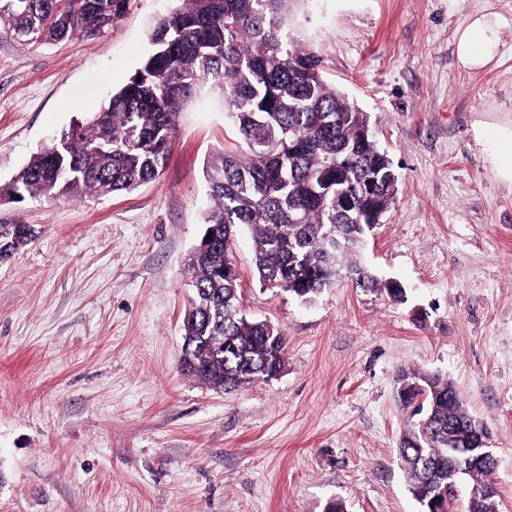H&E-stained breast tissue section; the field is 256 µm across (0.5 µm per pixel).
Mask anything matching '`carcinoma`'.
I'll list each match as a JSON object with an SVG mask.
<instances>
[{
	"label": "carcinoma",
	"mask_w": 512,
	"mask_h": 512,
	"mask_svg": "<svg viewBox=\"0 0 512 512\" xmlns=\"http://www.w3.org/2000/svg\"><path fill=\"white\" fill-rule=\"evenodd\" d=\"M149 35L140 68L88 121L63 131L57 149L33 155L14 180L18 195L69 199L130 192L162 171L184 104L207 83L218 90L244 148L206 167L210 206L204 248L189 259L191 298L181 366L212 389L237 390L280 375L282 331L242 313L237 272L227 273L236 228H249L259 283L310 301L335 281L402 301L363 264L367 232L388 211L397 177L367 116L329 84L318 52L288 35L295 0H179ZM128 0H0V26L35 42L100 32ZM33 236L0 223V249ZM397 399L408 413L398 454L420 512H448L457 486L472 484L469 512H497L484 495L495 467L465 446L475 419L448 380L407 369Z\"/></svg>",
	"instance_id": "obj_1"
}]
</instances>
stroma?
Wrapping results in <instances>:
<instances>
[{
    "label": "stroma",
    "instance_id": "obj_1",
    "mask_svg": "<svg viewBox=\"0 0 512 512\" xmlns=\"http://www.w3.org/2000/svg\"><path fill=\"white\" fill-rule=\"evenodd\" d=\"M177 0H129L111 29L30 45L0 28V187L139 68ZM497 25L484 68L458 58ZM289 30L366 113L397 192L364 240L403 303L341 281L310 303L258 283L252 235L230 258L247 317L278 326L287 367L223 393L182 371L204 167L238 147L208 89L167 164L133 192L0 201L30 243L0 261V512H420L397 456V375L452 382L487 425L512 512V0H299ZM495 32L485 16L476 18L459 38V58L469 69H481L495 57Z\"/></svg>",
    "mask_w": 512,
    "mask_h": 512
}]
</instances>
